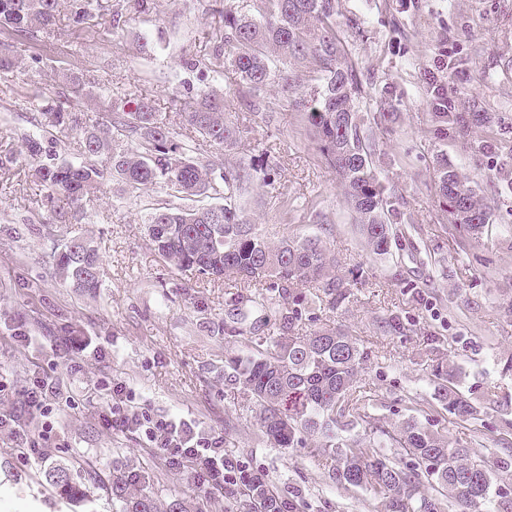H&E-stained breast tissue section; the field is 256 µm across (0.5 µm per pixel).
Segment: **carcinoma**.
Masks as SVG:
<instances>
[{
	"mask_svg": "<svg viewBox=\"0 0 512 512\" xmlns=\"http://www.w3.org/2000/svg\"><path fill=\"white\" fill-rule=\"evenodd\" d=\"M76 24L91 20L92 0H69ZM59 0H0V32L10 39L38 40L56 24ZM156 9L155 0H113L112 30L123 29L129 14ZM221 19L220 45L208 71L232 72L248 89L249 111L265 112L269 88L301 91L295 102L300 121L313 133L328 165L336 172L347 204L356 214L360 232L376 255L390 253L391 243L406 238L397 225L396 196L377 172L376 142L358 122L361 84L355 65L336 31V0H224L212 8ZM311 64L305 81L293 65ZM60 82L74 93L85 88L83 73L59 70ZM436 135L465 126V117L452 109L447 82L431 72L423 77ZM34 117L41 134L28 138L18 153L0 155V169L24 161L43 187L46 238L51 242L56 277L72 288L92 293L100 286V257L85 234L62 230L79 224L85 203L108 181H121L137 190L154 186L189 200L223 188L224 204L210 208L166 205L153 209L145 221L154 250L170 267L193 270L203 277L234 275L249 284L264 282L258 304L276 309L277 335L245 336L256 353L232 356L224 363V384L249 394L258 406L255 422L278 448L307 447L314 457L330 462L329 478L338 485L369 488L381 496L385 512H496L493 498L508 494L494 484L496 471L512 467L507 449L494 464L459 446L448 432L408 420L384 425L369 414L360 393V377L371 353L339 326L309 336L293 334L302 320L295 290L312 284L320 288L332 309L351 295L358 275L338 271L325 240L319 236H283L273 242L251 223L238 199L244 185L267 183L269 165L250 162L228 167L223 159L197 155L192 134L229 154L236 150L239 127L224 113V93L210 88L179 105L182 124L191 132L178 133L156 111L155 100L140 96L134 107L115 106L105 121L72 112L61 99L43 93ZM395 107L389 91L380 93L375 125L392 120ZM77 139L82 161L70 162L54 150L57 136ZM120 139L127 148L116 152ZM437 192L441 211L454 219V229L467 235L482 232L490 208L476 189L448 169L444 155L436 156ZM434 400L461 421L479 420L486 407L472 402L458 388L460 370L439 362L434 369ZM46 481L66 504H89L85 471L77 461L60 460L45 471ZM151 474L140 466L112 467L109 489L115 512H211L215 494L203 489L194 500L175 499L161 508L149 491ZM435 494L425 495L424 487ZM224 494L241 499L248 512H271L282 504L275 488L260 477L224 485Z\"/></svg>",
	"mask_w": 512,
	"mask_h": 512,
	"instance_id": "obj_1",
	"label": "carcinoma"
}]
</instances>
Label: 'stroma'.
Returning a JSON list of instances; mask_svg holds the SVG:
<instances>
[{
	"label": "stroma",
	"instance_id": "35a3bbf8",
	"mask_svg": "<svg viewBox=\"0 0 512 512\" xmlns=\"http://www.w3.org/2000/svg\"><path fill=\"white\" fill-rule=\"evenodd\" d=\"M157 3L156 11L131 16L118 34L110 26V0L86 32L63 5L50 36L15 44L19 66L0 74V152L20 151L36 134L29 98L44 87L58 91L63 59L77 64L91 87L73 99L75 110L88 115L147 94L177 128L172 91L213 86L224 90L227 118H242L245 89L232 75L207 76L201 64L214 45L211 0ZM336 30L366 93L362 118L373 117L382 87L392 91L394 120L375 127L374 136L380 177L396 190L402 217L416 226L413 247L395 246L385 256L365 247L335 172L277 93L269 96L273 122L251 124L225 159L247 164L258 149L269 152L271 185H247L240 204L271 239L318 235L340 270L361 268L349 303L336 310L321 290L304 286L306 313L295 332L338 324L362 340L371 353L361 381L370 414L387 424L413 418L436 425L496 460L503 438L512 436V371L504 368L512 357V0H414L408 8L401 0H338ZM427 71L461 90L455 105L468 123L444 140L434 134L421 95ZM440 153L490 205L482 233L459 235L442 217L434 169ZM42 197L28 165L0 172V419L19 426L14 434L0 428V512H71L43 475L60 459L83 464L93 512H112L102 483L126 462L148 468L161 501L195 497L194 478L156 454L144 430L105 427L113 408L221 438L225 458L263 475L291 512H383L372 491L337 485L325 461L307 449L273 447L251 423L252 400L225 386V358L244 349L240 338L218 329L229 281L171 270L156 254L145 219L151 208L171 203L164 189L111 181L87 203L97 220L82 230L102 266L93 295L55 277L40 224ZM21 277L31 287H18ZM395 315L404 332H385L382 321ZM427 340L459 368L466 396L497 400L498 409L477 422L429 409L433 362L417 356ZM46 377L54 380L47 413L30 415L23 391ZM35 443L39 453L25 455Z\"/></svg>",
	"mask_w": 512,
	"mask_h": 512
}]
</instances>
